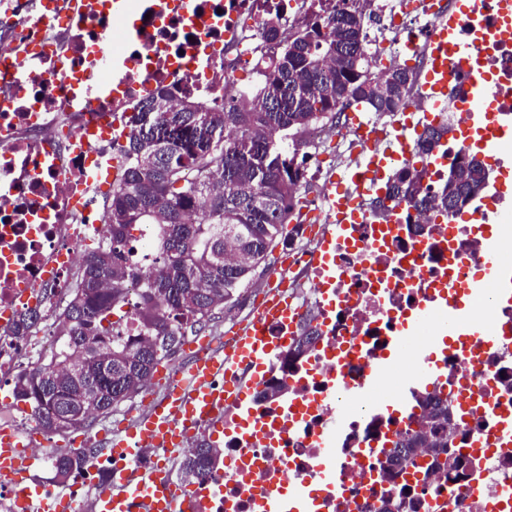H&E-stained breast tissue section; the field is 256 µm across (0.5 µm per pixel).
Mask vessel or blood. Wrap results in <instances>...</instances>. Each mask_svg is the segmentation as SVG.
I'll use <instances>...</instances> for the list:
<instances>
[{
  "label": "vessel or blood",
  "instance_id": "obj_1",
  "mask_svg": "<svg viewBox=\"0 0 512 512\" xmlns=\"http://www.w3.org/2000/svg\"><path fill=\"white\" fill-rule=\"evenodd\" d=\"M454 31L453 19L440 23L438 38L433 45L434 64L426 75L424 99L429 109H437L448 101L449 75L442 64L448 54V36ZM465 71L471 75L472 89L484 86L481 53L478 49L462 50L459 56ZM418 127L412 121L393 133L389 151L374 148V133H367L371 147L364 154V168L382 169L391 156L410 150ZM347 184L329 188L324 195L327 230L317 255L321 265H328L330 250L337 235L347 226L363 220L364 215L356 197L351 196ZM483 298L504 297L512 300V255H497L495 266L487 282L477 287ZM291 315L287 297L273 294L258 318L235 331L236 345L228 350H213L208 346L194 348L183 380L176 391L164 394L152 402L125 435L111 437L109 444L113 458L122 459L120 472L111 487L100 490L94 498V512H188L191 494L182 490L168 476L144 468L134 451L143 443L157 448H179L184 440L205 431L206 427L224 417V406L242 401L244 388L239 378L241 369L261 371L273 358L266 326L275 321L288 324ZM477 322L475 308L460 304L445 309L424 308L418 315L420 330L408 347L416 369L424 374L433 367L427 351L433 339L445 334L461 333L463 325ZM31 465L20 439L10 433L0 434V480L14 486L18 496L27 489L20 477Z\"/></svg>",
  "mask_w": 512,
  "mask_h": 512
}]
</instances>
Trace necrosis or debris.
Segmentation results:
<instances>
[{"mask_svg":"<svg viewBox=\"0 0 512 512\" xmlns=\"http://www.w3.org/2000/svg\"><path fill=\"white\" fill-rule=\"evenodd\" d=\"M376 22L368 57L405 55L418 42V81L407 96L411 114L424 111L422 74L430 66L429 37L452 0H366ZM280 13L284 30L312 14V0H0V376L18 375L38 357L60 348L49 290L79 265L87 239L103 240L108 220L98 204L107 177L116 175L119 149L133 132L141 103L166 88L223 106L245 101L240 72L262 85L263 62L276 48L260 35L262 22ZM464 38L487 36L485 112H512V40L490 38L489 26L465 20ZM110 51L113 63L96 55ZM98 96H86L84 83ZM501 211L473 207L467 224H409L368 217L349 225L334 251L333 278L316 265V250L301 248L291 265L311 274L292 283L290 297L321 337L302 357H288L280 327H270L276 357L246 394L249 410L224 408V465L193 489L191 512H272L295 488H304L308 512H379L385 491L403 492L402 512H512V302L481 309L497 332L469 340L446 336L437 381L422 384L414 361L395 341L411 332L417 311L441 300L449 255L457 300H465L476 273L492 266L483 247ZM44 315L38 342L13 343L16 316ZM383 362L394 378L388 396H348L372 382ZM288 382L282 399L264 398L274 379ZM444 395L458 426L456 446L468 467L425 482L411 468L380 478L379 457L427 412L410 403L412 391ZM345 422L333 444L323 433L337 416Z\"/></svg>","mask_w":512,"mask_h":512,"instance_id":"necrosis-or-debris-1","label":"necrosis or debris"}]
</instances>
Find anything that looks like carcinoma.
Returning a JSON list of instances; mask_svg holds the SVG:
<instances>
[{"mask_svg":"<svg viewBox=\"0 0 512 512\" xmlns=\"http://www.w3.org/2000/svg\"><path fill=\"white\" fill-rule=\"evenodd\" d=\"M366 10L360 0H318L317 9L288 42L278 39L280 16L267 18L265 41L278 46L266 66L262 89L241 106L214 110L186 99L170 104L158 90L141 105L137 129L122 149V171L112 183L106 213L110 242L87 253L58 318L60 356L37 361L14 382L17 400L30 404L40 426L66 434L88 424L112 406L131 398L150 381L166 358L160 337L181 340L196 335L215 314L240 302L251 287L267 250L287 246L296 230L286 231L299 205L303 161L298 146L284 142L343 109L363 104L379 114H395L404 105L414 69L399 63L379 76L361 66ZM448 123L426 125L417 136L412 161L388 178L385 197L371 202L374 214L387 218L405 202L429 221L457 216L487 184L488 171L472 153L456 154L448 169L459 168L456 182L443 178L433 187L423 173ZM421 167H416V164ZM156 224L160 236L153 264L132 258L134 231ZM142 283L136 304L138 335L114 330L121 316L128 281ZM40 316L19 313L12 335L23 340L36 331ZM319 337L312 321L299 329L292 356L305 354ZM449 403L435 405L421 434L404 433L395 443L397 457L409 448L439 441L445 458L434 457L428 472L449 473L462 458L448 447L444 425ZM95 453H60L57 477L66 481ZM223 452L210 439H197L180 463L181 479L194 484L212 473Z\"/></svg>","mask_w":512,"mask_h":512,"instance_id":"1","label":"carcinoma"}]
</instances>
